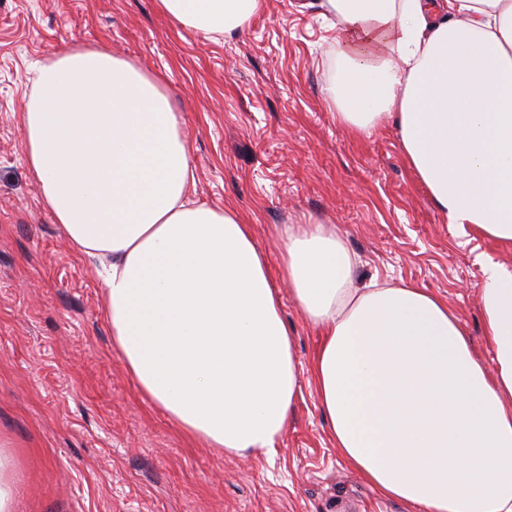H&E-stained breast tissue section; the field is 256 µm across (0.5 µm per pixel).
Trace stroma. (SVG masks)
I'll list each match as a JSON object with an SVG mask.
<instances>
[{
  "instance_id": "1",
  "label": "stroma",
  "mask_w": 512,
  "mask_h": 512,
  "mask_svg": "<svg viewBox=\"0 0 512 512\" xmlns=\"http://www.w3.org/2000/svg\"><path fill=\"white\" fill-rule=\"evenodd\" d=\"M334 14L263 0L223 35L187 29L157 0H0V445L17 512H416L341 462L311 367L318 346L281 273L284 231L331 224L356 285L410 283L454 309L474 354L483 263L512 246L449 223L392 121L351 132L325 89ZM112 51L160 76L182 122L193 199L251 225L294 334L300 393L272 456H226L140 392L112 345L105 288L42 206L22 145L29 66L61 47Z\"/></svg>"
}]
</instances>
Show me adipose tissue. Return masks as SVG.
<instances>
[{
  "label": "adipose tissue",
  "instance_id": "obj_1",
  "mask_svg": "<svg viewBox=\"0 0 512 512\" xmlns=\"http://www.w3.org/2000/svg\"><path fill=\"white\" fill-rule=\"evenodd\" d=\"M221 34L262 0H159ZM343 61L326 89L353 132L390 119L449 223L512 245V0H323ZM26 162L80 257L104 260L112 340L189 436L271 455L300 391L293 337L250 225L195 203L158 77L74 47L30 68ZM282 272L319 336L312 375L342 463L420 512H512V270L483 265L491 364L413 285L354 287L330 224L285 231Z\"/></svg>",
  "mask_w": 512,
  "mask_h": 512
}]
</instances>
